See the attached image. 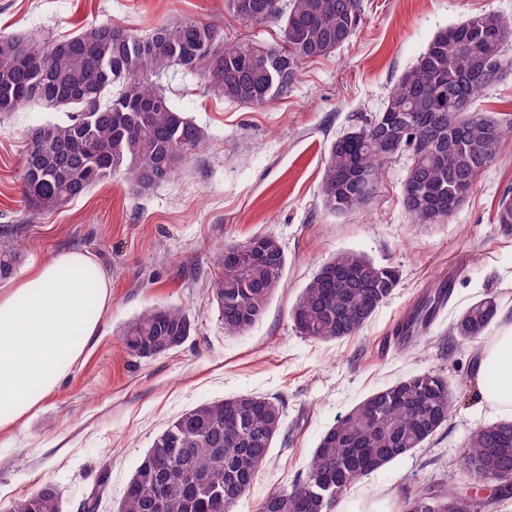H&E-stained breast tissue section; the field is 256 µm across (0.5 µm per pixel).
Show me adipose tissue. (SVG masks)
I'll return each mask as SVG.
<instances>
[{"label": "adipose tissue", "mask_w": 512, "mask_h": 512, "mask_svg": "<svg viewBox=\"0 0 512 512\" xmlns=\"http://www.w3.org/2000/svg\"><path fill=\"white\" fill-rule=\"evenodd\" d=\"M112 283L86 251L54 254L0 287V434L12 431L71 374L101 333ZM484 404L512 417V325L483 354Z\"/></svg>", "instance_id": "adipose-tissue-1"}]
</instances>
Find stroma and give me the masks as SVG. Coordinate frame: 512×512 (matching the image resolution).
<instances>
[{
	"instance_id": "obj_1",
	"label": "stroma",
	"mask_w": 512,
	"mask_h": 512,
	"mask_svg": "<svg viewBox=\"0 0 512 512\" xmlns=\"http://www.w3.org/2000/svg\"><path fill=\"white\" fill-rule=\"evenodd\" d=\"M224 0H0V35L26 30L54 40L112 21L142 32L181 19L213 23L231 39L280 41L275 25H242ZM512 19V0H364L352 40L304 65L295 87L270 105L224 100L199 74L169 73L167 97L202 131V143L176 177L138 192L111 178L54 213L25 207L22 159L30 127L63 121V109L25 106L0 114V226L22 246L16 277L49 256L82 248L112 281L101 336L71 376L0 438V512L41 483L55 484L63 512H77L107 475L97 512H117L124 488L154 438L182 414L241 394L275 397L285 424L268 463L235 512H257L268 492L304 473L321 435L374 391L427 371L446 376L459 402L424 447L357 482L345 499L385 503L453 472L470 432L496 422L480 398L481 365L451 326L472 303L495 297L499 312L485 337L512 325V237L494 222L512 197V142L479 175L474 193L440 224H423L401 202L408 153L387 163L373 199L345 214L323 203L327 147L380 111L391 88L441 30L471 16ZM259 234L280 242L282 286L264 317L228 336L206 288L217 247ZM365 254L396 267L391 296L355 336L319 342L297 334L289 310L332 255ZM452 280L449 301L424 336L399 349L396 326L422 294ZM179 306L193 331L180 348L148 360L120 348L122 326L148 307Z\"/></svg>"
}]
</instances>
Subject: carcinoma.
Listing matches in <instances>:
<instances>
[{
  "instance_id": "cac0c4a2",
  "label": "carcinoma",
  "mask_w": 512,
  "mask_h": 512,
  "mask_svg": "<svg viewBox=\"0 0 512 512\" xmlns=\"http://www.w3.org/2000/svg\"><path fill=\"white\" fill-rule=\"evenodd\" d=\"M224 13L244 23L273 24L276 44L241 43L217 26L194 20L159 23L141 35L103 22L40 42L26 31L0 35V112L37 103L68 110L67 120L28 130L21 194L28 208L54 212L96 184L121 177L148 191L180 173L201 143V132L160 89L172 69L205 73L225 99L263 107L285 95L302 66L334 53L356 34L363 0H224ZM512 22L484 13L438 32L417 62L393 85L370 122L332 141L321 182L325 205L355 211L372 198L390 159L385 139L410 155L402 205L414 219L437 224L474 192L479 173L512 139V118L476 110V103L511 69L504 54ZM368 172L363 184L354 169ZM495 221L512 235V199ZM16 236L0 228V279L20 263ZM219 276L209 288L227 335L259 322L278 290L286 255L270 234L222 247ZM399 282L391 266L356 251L324 264L290 310L296 331L318 341L352 337ZM432 288L395 329L398 344L414 342L447 302ZM498 316L492 298L469 306L453 325L462 344L476 346ZM193 324L180 307H150L123 327L125 353L150 359L182 346ZM456 406L448 379L411 376L378 389L321 436L305 475L271 491L258 512H331L362 477L424 446ZM283 407L242 394L193 409L158 435L126 485L120 512H234L282 433ZM456 470L512 490V421L475 428ZM434 479L407 496L398 512H487L491 501L464 489L445 491ZM9 512H60L52 483L14 500Z\"/></svg>"
}]
</instances>
